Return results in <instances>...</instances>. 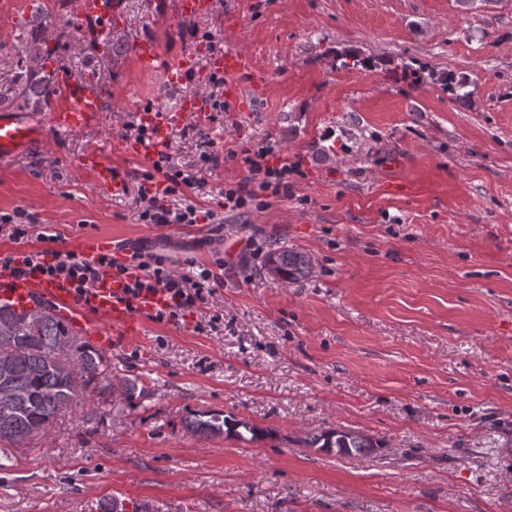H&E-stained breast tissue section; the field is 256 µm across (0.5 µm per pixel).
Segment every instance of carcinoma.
Here are the masks:
<instances>
[{
    "instance_id": "carcinoma-1",
    "label": "carcinoma",
    "mask_w": 512,
    "mask_h": 512,
    "mask_svg": "<svg viewBox=\"0 0 512 512\" xmlns=\"http://www.w3.org/2000/svg\"><path fill=\"white\" fill-rule=\"evenodd\" d=\"M14 50L19 64L30 57L51 55L50 49H41L36 40L23 33L17 36ZM425 72V67L403 60L392 69L395 81L411 90L421 85ZM25 78L20 92L22 102L36 107L47 104L55 91L52 75L27 70ZM440 81L455 96L469 95L466 88L471 82L466 75L448 73ZM264 267L287 282L305 279L312 273L308 256L285 247L270 250L264 257ZM111 367L103 351L78 337L53 306L39 304L18 312L0 303V444L23 445L30 437L46 431L65 412L82 408L90 391L106 402ZM144 392L136 379L120 384L119 395L130 407ZM185 428L207 438L225 433L241 439L247 432L256 440L262 434L245 421L211 412L192 414L185 421ZM309 444L347 456L364 455L375 448L369 438L337 429L313 436Z\"/></svg>"
}]
</instances>
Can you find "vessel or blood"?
Segmentation results:
<instances>
[{
    "instance_id": "1",
    "label": "vessel or blood",
    "mask_w": 512,
    "mask_h": 512,
    "mask_svg": "<svg viewBox=\"0 0 512 512\" xmlns=\"http://www.w3.org/2000/svg\"><path fill=\"white\" fill-rule=\"evenodd\" d=\"M213 0H175V14L179 19L190 20L209 11ZM119 0H74V13L94 23L93 35L104 37L114 18L120 13ZM143 68L161 69L166 81L178 83L193 68L197 55L207 54L205 45H197L193 52L181 56L172 63H165L157 41L145 39L134 48ZM211 71L223 74L227 80V94H236L243 79L248 78L246 62L241 53L228 50L219 54H207ZM66 104L55 109L48 121H41L19 112L0 113V164L27 153L34 146L44 143L50 131L80 130L97 126L104 108L105 91L92 81H75L67 74H60ZM205 107L202 96L184 98L172 113L159 117L152 112L141 113L143 123L154 127L150 145L127 143L129 153L139 156L164 148L174 126L200 116ZM79 165L91 172L95 185L114 195L124 194L126 182L111 161L97 152L85 154ZM78 252L87 260L98 259L111 253V242L98 235L82 237L76 244ZM43 300L55 305L58 314L79 330L85 338L107 346L111 334L122 331L134 334L139 318L167 310L170 299L166 290L157 289L131 297L125 282L113 276L111 270H103L93 286L78 296L70 285L49 279L41 274H18L13 267L0 265V302L16 309L31 308L35 301Z\"/></svg>"
}]
</instances>
